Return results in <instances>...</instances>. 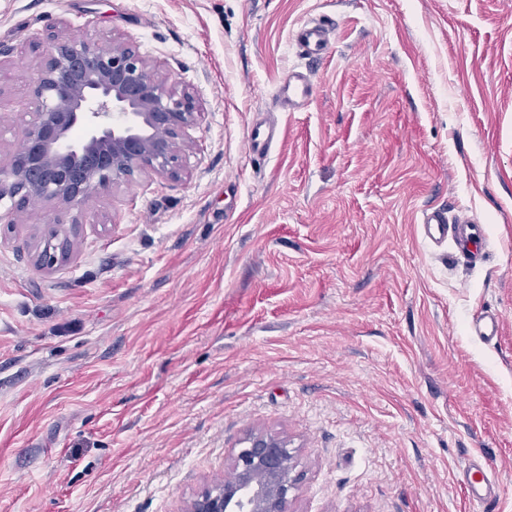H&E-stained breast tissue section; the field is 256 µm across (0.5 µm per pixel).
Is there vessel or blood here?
Instances as JSON below:
<instances>
[{"label":"vessel or blood","mask_w":512,"mask_h":512,"mask_svg":"<svg viewBox=\"0 0 512 512\" xmlns=\"http://www.w3.org/2000/svg\"><path fill=\"white\" fill-rule=\"evenodd\" d=\"M294 43L300 57L317 58L329 47L327 30L323 24L307 23L299 27ZM313 93L312 84L302 71H292L278 91V99L288 108L304 105ZM276 139L274 128L253 125L248 135V148L254 155L267 156ZM420 222L424 237L436 244L450 243L454 255L468 264L483 262L487 247V230L484 224L472 216L449 220L446 209L428 208L423 210ZM468 474L466 493L473 506V512H496L493 484L484 464L476 458L466 465Z\"/></svg>","instance_id":"1"}]
</instances>
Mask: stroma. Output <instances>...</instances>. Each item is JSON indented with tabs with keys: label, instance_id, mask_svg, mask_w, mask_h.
<instances>
[{
	"label": "stroma",
	"instance_id": "obj_1",
	"mask_svg": "<svg viewBox=\"0 0 512 512\" xmlns=\"http://www.w3.org/2000/svg\"><path fill=\"white\" fill-rule=\"evenodd\" d=\"M61 19L130 40L199 116L181 179L0 200V512H183L257 431L290 442V512H470L474 455L512 512V0H0L1 164ZM295 68L314 94L289 110ZM429 206L479 218L486 260L424 244ZM294 43L300 57H320L329 47L327 29L320 23L303 24L296 31ZM276 139L275 129L259 124L251 127L248 135L249 151L259 157H266Z\"/></svg>",
	"mask_w": 512,
	"mask_h": 512
}]
</instances>
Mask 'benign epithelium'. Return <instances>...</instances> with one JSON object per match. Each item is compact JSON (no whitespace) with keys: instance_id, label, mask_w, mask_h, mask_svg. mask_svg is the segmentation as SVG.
<instances>
[{"instance_id":"7a95c632","label":"benign epithelium","mask_w":512,"mask_h":512,"mask_svg":"<svg viewBox=\"0 0 512 512\" xmlns=\"http://www.w3.org/2000/svg\"><path fill=\"white\" fill-rule=\"evenodd\" d=\"M67 23L47 33L27 87L32 119L22 149L0 166V198L18 211L46 202L71 210L153 173L177 180L198 112L188 87L150 64L122 37L72 41ZM232 476L203 487L185 512H288L301 475L288 439L250 434L232 460Z\"/></svg>"}]
</instances>
